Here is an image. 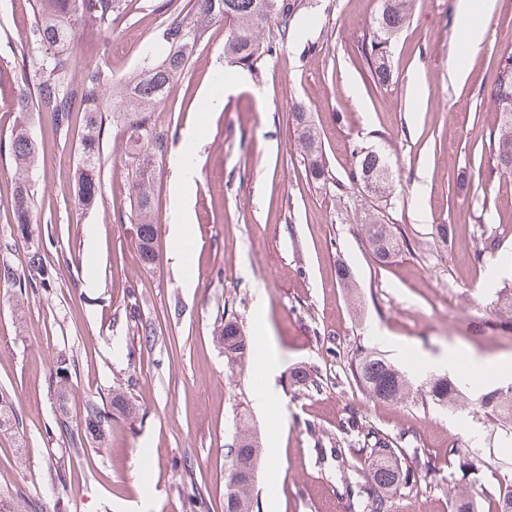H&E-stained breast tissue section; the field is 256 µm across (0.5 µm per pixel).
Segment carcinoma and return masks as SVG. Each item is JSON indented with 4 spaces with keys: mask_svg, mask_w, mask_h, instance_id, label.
<instances>
[{
    "mask_svg": "<svg viewBox=\"0 0 512 512\" xmlns=\"http://www.w3.org/2000/svg\"><path fill=\"white\" fill-rule=\"evenodd\" d=\"M122 0H34V21L28 42L38 56L32 73L25 76L14 99L19 113L17 125L8 145L14 168L11 208L17 236L30 244L25 265L16 270L0 264V280L33 292L52 287L53 269L47 263L41 235V216L36 207L30 174L38 166L41 151L30 135L27 124L32 113L45 117L57 137L66 136L74 121L80 120L83 132L78 145V163L73 185L78 209H92L100 196V143L111 138L121 150L129 195L128 223L131 244L146 264L156 259L158 227L153 214L156 163L166 159L176 144L170 125L162 119L159 107L168 99L174 84L186 74L198 46L213 24L224 21V59L252 72L263 59L276 52L279 42L288 37L290 22L304 8L305 0H194L186 11L179 10L166 18L155 32L165 47L157 57L146 53L138 69L124 82L114 84L98 65L86 63L73 50L81 30L91 33L109 29L121 17ZM418 0H379L368 37L361 44V57L367 76L375 86L389 82L391 47L410 22ZM491 97L499 110V123L489 134V147L498 172L512 176V51L499 59ZM302 158L307 161L306 174L314 183L331 179L323 160L320 135L311 113L301 104L291 112ZM352 162L345 171L346 181L337 187L368 184L376 198L383 199L393 190V168L386 154L358 142L351 145ZM363 227L366 244L381 266L391 263L403 249L409 248L405 232L388 224L385 214L373 209L365 214ZM478 258L492 259L501 244L491 229L482 230ZM497 316L495 324L512 327V283L494 292L490 302ZM134 323L137 335L145 343L155 341V322L145 319L136 305L125 310ZM213 341L224 349V366L233 374L255 352L234 318L220 322L213 329ZM352 380L369 396L387 402H400L414 390L410 377L373 351L360 352L349 363ZM425 396L441 407L460 405L461 391L446 376H431L420 385ZM60 406L54 430L69 437L72 448L106 442L112 428L114 412L131 413L125 395L112 396V408L106 409L88 399L73 415L67 409L68 394L57 391ZM485 411L501 422V430L512 434V386L494 390L482 397ZM236 428L225 462L224 512H253V486L260 457L258 437L250 426L247 401L236 404ZM343 431L361 438L358 453L372 458L373 482L366 488L369 512H392V498L397 490H418L422 472L428 464L411 467L402 464L399 448L405 434L397 436L379 432L367 425L357 413L342 422ZM19 418L9 397L0 392V432L19 428ZM449 462L455 479L449 486L453 512H473L468 486L474 471L472 458L460 450L448 448Z\"/></svg>",
    "mask_w": 512,
    "mask_h": 512,
    "instance_id": "carcinoma-1",
    "label": "carcinoma"
}]
</instances>
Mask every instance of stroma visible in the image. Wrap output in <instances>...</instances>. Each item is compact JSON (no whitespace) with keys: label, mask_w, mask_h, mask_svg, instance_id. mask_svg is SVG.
<instances>
[{"label":"stroma","mask_w":512,"mask_h":512,"mask_svg":"<svg viewBox=\"0 0 512 512\" xmlns=\"http://www.w3.org/2000/svg\"><path fill=\"white\" fill-rule=\"evenodd\" d=\"M162 0H130L122 20L93 38L78 36L75 52L107 64L114 79L128 77L153 49L165 14ZM33 0H0V145L18 121L13 101L23 65V43ZM460 0H422L392 47V79L365 87L357 38L372 22L377 0H317L304 8L276 55L252 73L224 60V24L216 22L182 81L161 106L172 117L174 151L156 168L154 211L157 257L144 264L130 243L125 172L111 140L101 146L102 199L85 213L72 193L80 130L48 137L33 173L46 257L56 265L53 288L21 298L0 281V391L23 420L18 435L0 433V512H189L185 492L203 500L196 512H224V468L233 433V392L253 398L258 357L229 375L212 339L216 322L235 315L246 336L276 347L285 363L272 409L252 408L261 456L254 512H368L359 489L373 464L358 468L316 451L306 426L328 443L356 454L360 443L340 422L358 411L388 434L407 431L403 457L428 459L431 469L413 494L398 493L393 512H451L449 444L475 462L476 512H494L512 476V444L478 406L482 395L512 384L498 363L512 362V332L477 328L494 289L512 269L494 264L474 271L481 226L503 240L512 260V177L494 176L487 147L499 115L491 99L499 58L512 51V0H495L479 19L484 37L469 44ZM312 45L304 53V45ZM311 112L333 179L309 181L289 117L295 103ZM386 148L399 177L386 208L415 249L378 267L358 222L367 202L350 188L336 191L351 161V140ZM191 157L198 175L188 195L192 235L186 260L174 263L170 233L176 166ZM13 171L0 157V262L21 267L27 245L11 235ZM451 224L447 246L431 237ZM96 250H89V242ZM345 261L356 295L336 281ZM97 282L87 288V279ZM193 287H186V279ZM134 285L142 317L161 332L152 350H140L124 313ZM373 350L408 374L447 375L463 382L462 405L443 409L410 395L388 404L353 382L356 350ZM455 350L454 369L434 357ZM74 359L67 383L72 405L110 403L120 390L132 416H115L105 447L74 454L66 437L48 435L57 412L52 373L58 356ZM487 363L485 382H464L470 360ZM310 369L319 389L294 380ZM279 442L277 496L267 489L270 445Z\"/></svg>","instance_id":"35a3bbf8"}]
</instances>
